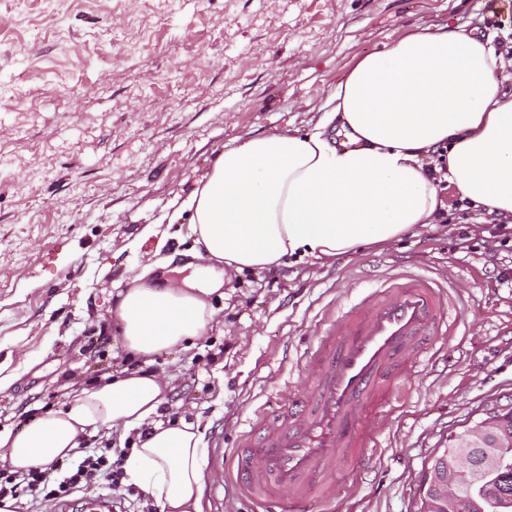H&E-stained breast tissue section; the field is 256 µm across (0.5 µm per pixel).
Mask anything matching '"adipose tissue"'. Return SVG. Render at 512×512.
Instances as JSON below:
<instances>
[{
    "label": "adipose tissue",
    "instance_id": "adipose-tissue-1",
    "mask_svg": "<svg viewBox=\"0 0 512 512\" xmlns=\"http://www.w3.org/2000/svg\"><path fill=\"white\" fill-rule=\"evenodd\" d=\"M512 47L476 29L414 28L360 58L313 131L225 147L178 208L199 276L120 293L118 327L142 368L77 390L67 409L0 432V463L23 474L68 458L86 430H137L122 464L159 512H203L208 450L197 426L159 420L166 386L152 357L203 336L224 275L264 270L302 253L334 258L434 223L441 182L461 199L512 218ZM339 124L343 140L327 132Z\"/></svg>",
    "mask_w": 512,
    "mask_h": 512
}]
</instances>
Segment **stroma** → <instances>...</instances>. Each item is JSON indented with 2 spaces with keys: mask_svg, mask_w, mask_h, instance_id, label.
Here are the masks:
<instances>
[{
  "mask_svg": "<svg viewBox=\"0 0 512 512\" xmlns=\"http://www.w3.org/2000/svg\"><path fill=\"white\" fill-rule=\"evenodd\" d=\"M446 23L512 36L487 0H0V430L60 410L75 389L132 362L117 294L149 256L183 265L177 217L224 145L312 130L362 55ZM444 218L384 248L289 258L233 274L205 336L156 354L163 420L198 424L209 449L204 512H258L236 450L289 391L340 309L384 276L451 283L456 335L425 354L362 461L336 464V496L312 512H420L421 482L448 436L512 401V239L489 251L481 210L442 193ZM105 481L13 512H81ZM114 492V491H111ZM121 512H157L138 487Z\"/></svg>",
  "mask_w": 512,
  "mask_h": 512,
  "instance_id": "35a3bbf8",
  "label": "stroma"
}]
</instances>
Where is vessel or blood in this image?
<instances>
[{
	"instance_id": "b4317fda",
	"label": "vessel or blood",
	"mask_w": 512,
	"mask_h": 512,
	"mask_svg": "<svg viewBox=\"0 0 512 512\" xmlns=\"http://www.w3.org/2000/svg\"><path fill=\"white\" fill-rule=\"evenodd\" d=\"M446 304L445 284L395 274L337 317L307 363L305 392L289 395L240 460L242 488L262 512H280L283 488L296 512H310L309 490L331 484L337 458L359 460L397 382L446 335Z\"/></svg>"
}]
</instances>
